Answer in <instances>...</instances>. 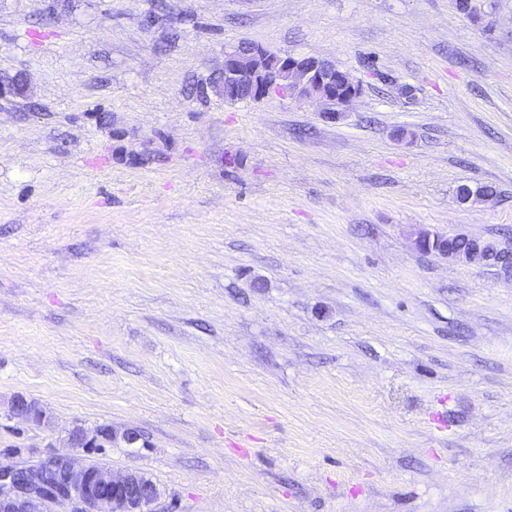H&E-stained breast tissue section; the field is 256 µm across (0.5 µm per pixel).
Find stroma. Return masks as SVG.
Segmentation results:
<instances>
[{
    "instance_id": "obj_1",
    "label": "stroma",
    "mask_w": 512,
    "mask_h": 512,
    "mask_svg": "<svg viewBox=\"0 0 512 512\" xmlns=\"http://www.w3.org/2000/svg\"><path fill=\"white\" fill-rule=\"evenodd\" d=\"M241 41L362 91L225 101ZM424 231L512 253V0H0V463L103 424L158 512H512V268ZM439 254L448 256L456 261L474 262L476 260H488L495 258L496 260L509 263V256L499 254L497 249L491 243H479L477 240L470 238V247L465 251H457L448 248L438 251Z\"/></svg>"
}]
</instances>
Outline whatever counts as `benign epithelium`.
Instances as JSON below:
<instances>
[{"label": "benign epithelium", "mask_w": 512, "mask_h": 512, "mask_svg": "<svg viewBox=\"0 0 512 512\" xmlns=\"http://www.w3.org/2000/svg\"><path fill=\"white\" fill-rule=\"evenodd\" d=\"M269 54L265 47L246 41L224 50V93H230L243 79L251 85L253 101L278 90L298 100L344 105L361 93L359 84L328 59L279 51L275 64L269 66ZM439 254L465 262L491 258L509 261V256L500 254L494 245L475 239L465 251L449 248ZM12 413L45 420L38 404L22 396L14 400ZM102 438L98 430L76 427L68 442L97 448ZM137 486L134 472L116 475L105 467L82 465L69 453H56L32 467L0 465V512H51L54 504L67 505V512H155L160 489L156 487L138 500L129 499L126 492Z\"/></svg>", "instance_id": "1"}]
</instances>
